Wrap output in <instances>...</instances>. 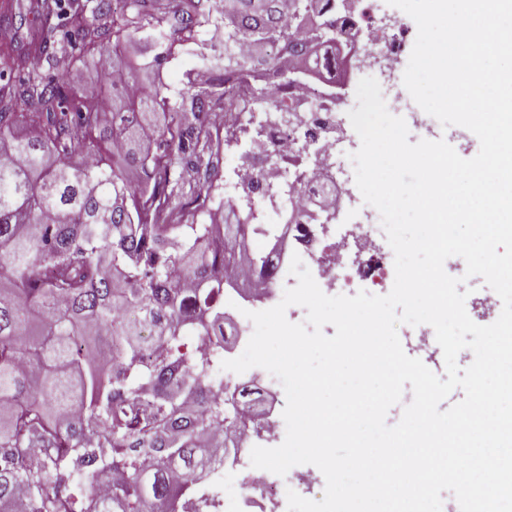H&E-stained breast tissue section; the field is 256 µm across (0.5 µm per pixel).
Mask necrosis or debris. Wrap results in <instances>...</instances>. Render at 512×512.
<instances>
[{"label": "necrosis or debris", "mask_w": 512, "mask_h": 512, "mask_svg": "<svg viewBox=\"0 0 512 512\" xmlns=\"http://www.w3.org/2000/svg\"><path fill=\"white\" fill-rule=\"evenodd\" d=\"M336 29L341 39L367 45L359 60L365 72L382 80L395 69L397 40L369 12L341 13ZM282 96L293 113L288 121L276 112L233 107L219 113L217 139L230 175L223 198L252 209L256 223L272 225L275 233L266 242L287 286L297 283L288 274L296 255L326 295L378 284L394 273L393 251L375 248L382 228L378 210L362 205L353 222L332 225L327 237L321 229L327 211L312 204L314 198L343 192L355 182L352 145L341 126L335 92L328 84L307 79L284 89ZM258 434L269 442L278 440L280 420L266 419L260 429L246 428L236 438V463L223 467L216 479L220 512H249L252 500L276 484V474L251 465L250 446Z\"/></svg>", "instance_id": "obj_1"}]
</instances>
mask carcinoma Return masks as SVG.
I'll use <instances>...</instances> for the list:
<instances>
[{"label": "carcinoma", "instance_id": "1", "mask_svg": "<svg viewBox=\"0 0 512 512\" xmlns=\"http://www.w3.org/2000/svg\"><path fill=\"white\" fill-rule=\"evenodd\" d=\"M6 0L0 16L35 29L34 69L0 48V512H181L224 462L227 385L224 284L239 264L270 275L247 237L271 232L240 216L199 224L180 199L195 193L182 168L210 167L207 114L258 71L289 83L298 15L324 20L329 0ZM221 27L248 56L211 62L210 81L173 93L118 55L131 41L152 72L198 29ZM112 55L126 80L102 84L112 110H91L69 72ZM180 115L173 127L160 112ZM138 171L140 185L125 175ZM207 336L211 353L186 347ZM233 406L240 427L257 404Z\"/></svg>", "mask_w": 512, "mask_h": 512}]
</instances>
